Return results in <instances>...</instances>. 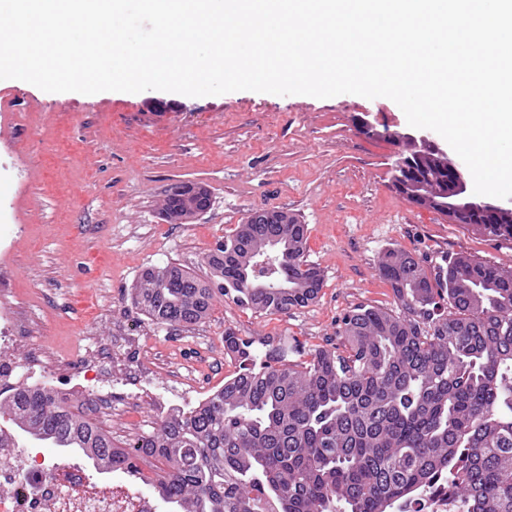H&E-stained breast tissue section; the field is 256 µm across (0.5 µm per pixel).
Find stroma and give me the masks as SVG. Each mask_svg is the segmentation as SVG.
I'll use <instances>...</instances> for the list:
<instances>
[{
	"mask_svg": "<svg viewBox=\"0 0 512 512\" xmlns=\"http://www.w3.org/2000/svg\"><path fill=\"white\" fill-rule=\"evenodd\" d=\"M407 132L387 98L320 99L236 91L48 93L0 80V306L17 321V359L62 390L76 373L98 387L69 393L117 446L195 405L238 369L224 332L258 352L339 344L361 304L396 309L380 277L386 249L428 262L462 254L512 272V239L487 236L416 206L392 185L398 151L360 120ZM183 182L208 187L210 209L186 224L160 212ZM259 209L308 227L306 257L325 286L307 306L269 315L231 299L188 329L151 322L132 304L143 270L177 263L204 278L206 254Z\"/></svg>",
	"mask_w": 512,
	"mask_h": 512,
	"instance_id": "35a3bbf8",
	"label": "stroma"
}]
</instances>
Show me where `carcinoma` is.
Masks as SVG:
<instances>
[{"mask_svg": "<svg viewBox=\"0 0 512 512\" xmlns=\"http://www.w3.org/2000/svg\"><path fill=\"white\" fill-rule=\"evenodd\" d=\"M404 165L405 192L448 183L443 159L411 153ZM447 217L512 238L501 215ZM307 240L305 224L250 216L205 256L211 277L151 267L133 303L157 324L183 327L224 296L267 314L304 307L325 284ZM379 274L398 311L350 310L342 348L299 361L278 345L260 362L252 341L224 332L239 371L125 448L46 386L0 401V417L100 470L131 475L145 455L162 460L147 485L178 512H411L440 484L466 512H512V274L466 256L427 268L395 248Z\"/></svg>", "mask_w": 512, "mask_h": 512, "instance_id": "1", "label": "carcinoma"}]
</instances>
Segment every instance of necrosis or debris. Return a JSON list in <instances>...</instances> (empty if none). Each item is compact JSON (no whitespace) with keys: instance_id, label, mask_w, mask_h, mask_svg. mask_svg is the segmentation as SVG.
<instances>
[{"instance_id":"1","label":"necrosis or debris","mask_w":512,"mask_h":512,"mask_svg":"<svg viewBox=\"0 0 512 512\" xmlns=\"http://www.w3.org/2000/svg\"><path fill=\"white\" fill-rule=\"evenodd\" d=\"M15 333L13 313L1 307L0 388L7 392L39 385L18 365ZM0 512H155V505L141 494L120 502L95 491L81 466L57 463L8 437L0 443Z\"/></svg>"}]
</instances>
